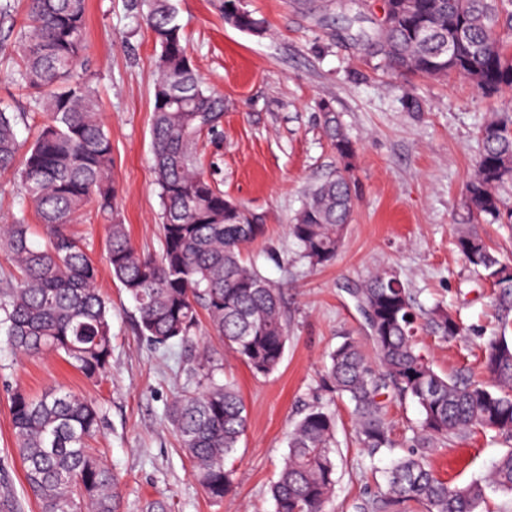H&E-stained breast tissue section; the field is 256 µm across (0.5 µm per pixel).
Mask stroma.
<instances>
[{"instance_id":"1","label":"stroma","mask_w":512,"mask_h":512,"mask_svg":"<svg viewBox=\"0 0 512 512\" xmlns=\"http://www.w3.org/2000/svg\"><path fill=\"white\" fill-rule=\"evenodd\" d=\"M192 64L224 99V116L198 146L202 172L233 202L266 226L243 256L280 288L288 342L279 369L253 374L217 352L216 379L235 382L248 429L231 463L234 491L224 502L207 498L177 444L165 410L193 379L180 348L154 352L139 335L134 304L103 264L106 222L89 202L76 229L101 265L97 286L112 305V367L86 380L61 357L16 355L0 343V458L21 512H38L20 462L9 399L15 387L40 395L56 386L95 400L103 432L93 442L121 482V512H274L269 493L287 434L305 409L329 400L322 386L328 354L344 337L365 339L364 319L351 295L371 272L394 268L416 308L443 303L460 315L465 332L451 340L421 332L418 340L435 369L454 375L476 370L486 339L497 329L493 290L478 285L453 244L452 227L471 223L465 188L482 146L479 127L493 113L512 111V88L489 96L472 84L392 75L376 69L363 40L376 30L365 0H242L265 19L262 33L225 21L217 0H175ZM150 31L131 0H87L86 47L80 71L98 92L112 139V178L121 217L137 247L158 250L161 200L152 171L151 120L156 58ZM339 114L356 149L355 208L335 261L308 268L287 232L309 188L339 165L323 125ZM340 444L336 486L326 512H360L378 494L383 473L407 448L377 453L357 447L350 406L337 401ZM507 449L478 435L431 451L438 474L458 483L489 473Z\"/></svg>"}]
</instances>
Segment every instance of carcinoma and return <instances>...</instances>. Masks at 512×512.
<instances>
[{
	"label": "carcinoma",
	"mask_w": 512,
	"mask_h": 512,
	"mask_svg": "<svg viewBox=\"0 0 512 512\" xmlns=\"http://www.w3.org/2000/svg\"><path fill=\"white\" fill-rule=\"evenodd\" d=\"M15 24L12 0L0 3L9 23L0 52L20 59L15 81L34 90L33 112L0 108V173L19 176L23 202L42 224L34 239L26 208L0 224V253L12 269L0 274V335L14 352L51 351L93 380L112 366V306L97 288L98 267L73 231L94 199L109 217L105 260L113 279L135 302L138 330L156 350L175 344L194 363V385L179 392L166 415L205 494L224 501L233 490L227 461L247 430V409L231 382L215 379L210 346L197 333L205 313L210 335L255 374L280 366L288 322L279 289L245 261L246 244L264 225L246 207L224 198L197 166L198 139L223 116V101L203 85L187 54L173 0H137L138 12L160 47L154 83L152 152L159 190L160 248L135 247L119 218L112 181V142L98 117L97 96L78 72L85 50L86 0H26ZM234 0H220L224 18L258 33L263 22ZM387 18L364 50L393 73L456 76L489 93L512 87V0H387ZM48 117L22 147L16 126L31 114ZM324 125L340 168L314 186L288 226L298 257L311 268L333 262L350 222L356 150L333 112ZM482 152L467 184L473 217L501 215L499 189L512 184V113L498 112L478 129ZM465 262L496 288L499 332L484 350L486 382L441 375L423 354L417 333L425 319L444 338L464 328L448 311L415 309L390 268L352 290L365 318L375 361L347 337L328 354L325 382L352 406L354 439L371 453L393 448L386 404L411 402L420 419L406 442L437 448L493 432L511 447L488 479L449 485L424 454L395 459L371 512L415 504L421 512H482L487 491L512 493V265L502 261L476 224L454 225ZM10 414L26 486L38 512H119V480L89 448L103 411L59 387L31 396L16 389ZM336 417L327 404L307 408L288 433V453L270 486L274 512H325L335 488Z\"/></svg>",
	"instance_id": "cac0c4a2"
}]
</instances>
